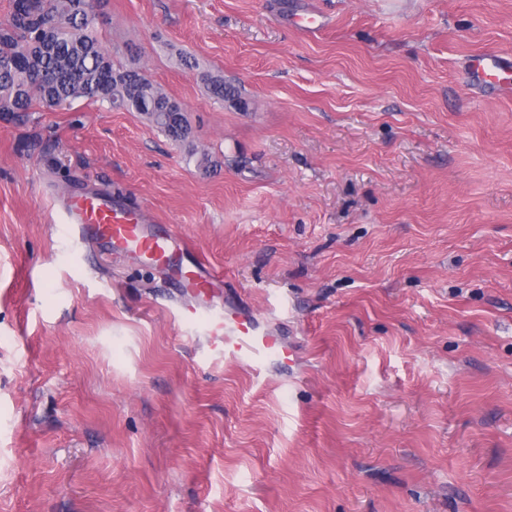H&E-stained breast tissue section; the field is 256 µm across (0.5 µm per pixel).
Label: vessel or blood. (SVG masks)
<instances>
[{
  "label": "vessel or blood",
  "mask_w": 512,
  "mask_h": 512,
  "mask_svg": "<svg viewBox=\"0 0 512 512\" xmlns=\"http://www.w3.org/2000/svg\"><path fill=\"white\" fill-rule=\"evenodd\" d=\"M62 210L66 222L78 236L94 237L114 252L133 256L152 268L172 269L174 251L191 250L188 242L150 220L144 208L118 205L106 196H76L65 201ZM172 271L174 282L195 295H204L212 286L214 273L205 261H198L195 271L190 273ZM224 333L233 339L230 355L248 361L253 367H260L265 357L277 351L273 339L253 337L246 322L225 326Z\"/></svg>",
  "instance_id": "1"
}]
</instances>
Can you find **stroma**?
Listing matches in <instances>:
<instances>
[{
  "mask_svg": "<svg viewBox=\"0 0 512 512\" xmlns=\"http://www.w3.org/2000/svg\"><path fill=\"white\" fill-rule=\"evenodd\" d=\"M98 15L191 136L86 100L0 113V512H512V91L470 63L512 59V0ZM92 188L222 275L209 315L73 245L52 202ZM226 312L289 357L213 351ZM207 90L210 95L218 100L234 102L240 110H246L247 101L241 96L235 87L225 83L223 78H211L207 81Z\"/></svg>",
  "mask_w": 512,
  "mask_h": 512,
  "instance_id": "35a3bbf8",
  "label": "stroma"
}]
</instances>
